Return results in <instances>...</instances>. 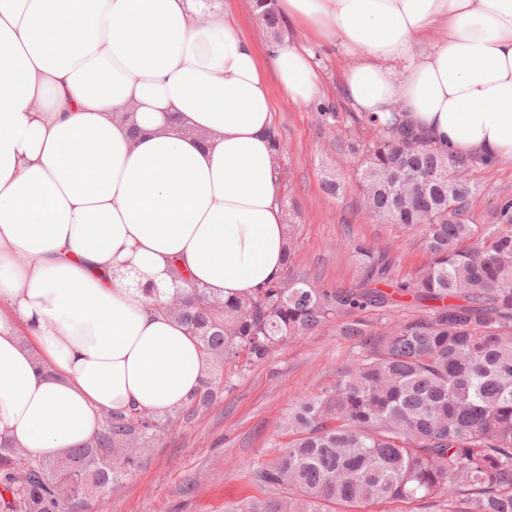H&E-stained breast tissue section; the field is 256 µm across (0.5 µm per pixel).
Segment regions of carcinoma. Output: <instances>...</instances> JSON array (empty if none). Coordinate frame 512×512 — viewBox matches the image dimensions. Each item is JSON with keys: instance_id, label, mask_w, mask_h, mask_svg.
<instances>
[{"instance_id": "obj_1", "label": "carcinoma", "mask_w": 512, "mask_h": 512, "mask_svg": "<svg viewBox=\"0 0 512 512\" xmlns=\"http://www.w3.org/2000/svg\"><path fill=\"white\" fill-rule=\"evenodd\" d=\"M255 5L278 31L275 0ZM359 116L374 129L354 170L362 204L386 224L422 227L427 266L398 279L385 256L351 239L365 274L353 288H328L294 270L290 222L282 274L250 295L214 298L179 274L185 287L150 304L195 338L207 365L197 391L166 415L106 413L86 444L57 458L0 444V512H80L173 419L211 406L288 340L366 311L376 323L340 326L357 357L331 389L293 404L283 424L291 440L253 470L257 485L284 493L253 512H366L387 502L512 512V201L498 204L492 224L461 219L473 160L439 153L395 119ZM410 306L420 314L385 324Z\"/></svg>"}]
</instances>
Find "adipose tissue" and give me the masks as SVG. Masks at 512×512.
<instances>
[{"mask_svg": "<svg viewBox=\"0 0 512 512\" xmlns=\"http://www.w3.org/2000/svg\"><path fill=\"white\" fill-rule=\"evenodd\" d=\"M275 5L353 55L356 111L512 160V0ZM271 73L294 103L324 97L306 47L258 53L221 0H0V437L57 457L103 413L165 414L199 388L194 339L145 301L176 266L220 298L279 277Z\"/></svg>", "mask_w": 512, "mask_h": 512, "instance_id": "obj_1", "label": "adipose tissue"}]
</instances>
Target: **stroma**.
I'll return each mask as SVG.
<instances>
[{
  "label": "stroma",
  "instance_id": "stroma-1",
  "mask_svg": "<svg viewBox=\"0 0 512 512\" xmlns=\"http://www.w3.org/2000/svg\"><path fill=\"white\" fill-rule=\"evenodd\" d=\"M309 49L326 89L323 102L298 105L278 83L270 85L284 147L283 205L298 211L296 269L328 287L355 286L364 267L345 245L353 238L385 254L397 277H412L430 260L419 229L379 223L360 201L350 146L372 131L342 97L343 72L353 58L337 44L313 42ZM324 112L331 115L325 123ZM328 177L340 182L337 195L325 192ZM470 179L476 192L469 215L474 223H492L497 202L512 199V162L475 160ZM355 356L353 341L336 323L289 340L236 377L221 401L167 426L138 468L110 495L89 501L85 512H252L255 502L272 496L253 482L252 471L285 446L282 421L289 407L331 388L337 366Z\"/></svg>",
  "mask_w": 512,
  "mask_h": 512
}]
</instances>
